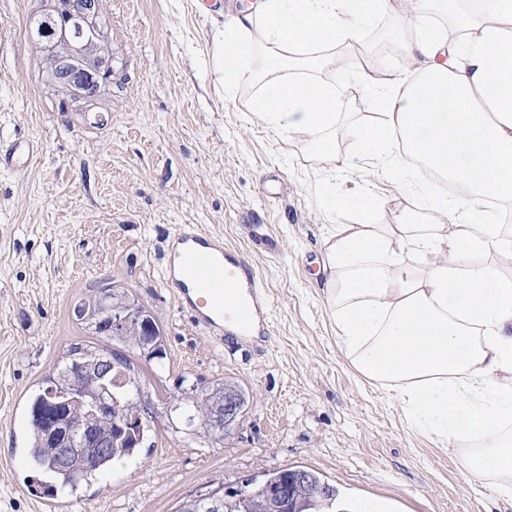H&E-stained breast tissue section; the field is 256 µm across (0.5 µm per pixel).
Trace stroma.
Returning <instances> with one entry per match:
<instances>
[{"label":"stroma","instance_id":"obj_1","mask_svg":"<svg viewBox=\"0 0 512 512\" xmlns=\"http://www.w3.org/2000/svg\"><path fill=\"white\" fill-rule=\"evenodd\" d=\"M245 0H103L112 83L97 125L66 111L42 73L47 42L30 33L41 0H0V143L33 142V157L0 167V512H178L222 487L304 468L338 498L397 503L400 512H512V497L468 481L457 449L408 423L380 383L336 342L316 286L332 225L328 194H357L353 174L287 143L247 109L255 85L214 75L209 41ZM362 51L412 73L397 51L398 19L369 24ZM342 92L338 118L376 123L375 96L346 73L315 70ZM185 224L220 236L250 264L267 309L261 336L215 342L163 285L164 252ZM125 288L162 331L163 355L141 359L155 419L136 454L77 489L29 457L33 397L75 345L112 348L78 320L76 303L103 284ZM235 382L246 397L224 438L178 419L186 387Z\"/></svg>","mask_w":512,"mask_h":512}]
</instances>
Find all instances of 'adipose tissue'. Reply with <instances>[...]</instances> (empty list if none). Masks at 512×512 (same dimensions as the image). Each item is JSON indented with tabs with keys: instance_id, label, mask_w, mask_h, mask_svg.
<instances>
[{
	"instance_id": "1",
	"label": "adipose tissue",
	"mask_w": 512,
	"mask_h": 512,
	"mask_svg": "<svg viewBox=\"0 0 512 512\" xmlns=\"http://www.w3.org/2000/svg\"><path fill=\"white\" fill-rule=\"evenodd\" d=\"M396 4L250 0L212 40L215 73L258 85L250 112L332 168L411 188L419 217L402 208L394 223L339 224L323 241L337 342L413 427L460 450L472 482L512 495V226L498 213L512 207V0H426L403 47L415 80L350 60L385 114L337 122L335 80L308 72ZM340 140L353 152L337 154Z\"/></svg>"
}]
</instances>
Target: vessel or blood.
I'll return each mask as SVG.
<instances>
[{
    "label": "vessel or blood",
    "instance_id": "1",
    "mask_svg": "<svg viewBox=\"0 0 512 512\" xmlns=\"http://www.w3.org/2000/svg\"><path fill=\"white\" fill-rule=\"evenodd\" d=\"M164 286L205 334L256 336L266 319L260 285L249 265L220 240L184 226L168 246Z\"/></svg>",
    "mask_w": 512,
    "mask_h": 512
}]
</instances>
